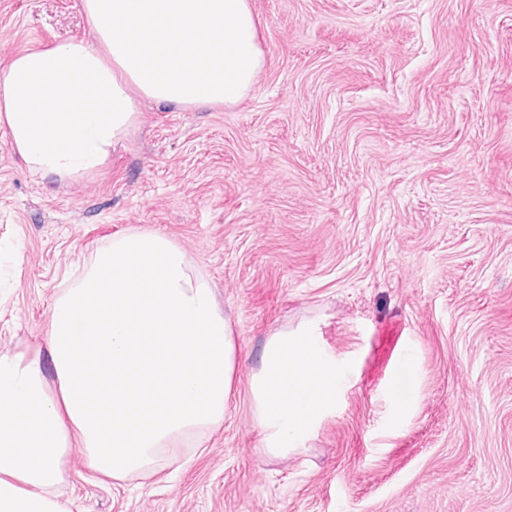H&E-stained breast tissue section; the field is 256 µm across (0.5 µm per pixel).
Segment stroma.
I'll list each match as a JSON object with an SVG mask.
<instances>
[{"mask_svg": "<svg viewBox=\"0 0 512 512\" xmlns=\"http://www.w3.org/2000/svg\"><path fill=\"white\" fill-rule=\"evenodd\" d=\"M265 64L227 107L142 103L49 186L0 131V354L46 352L64 276L133 229L209 279L233 394L169 477L90 471L74 512H512V0H249ZM92 39L80 0H0V68ZM311 326L353 374L304 449L263 444V346ZM411 391L398 415L393 388Z\"/></svg>", "mask_w": 512, "mask_h": 512, "instance_id": "obj_1", "label": "stroma"}]
</instances>
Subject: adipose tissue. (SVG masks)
<instances>
[{"instance_id":"obj_1","label":"adipose tissue","mask_w":512,"mask_h":512,"mask_svg":"<svg viewBox=\"0 0 512 512\" xmlns=\"http://www.w3.org/2000/svg\"><path fill=\"white\" fill-rule=\"evenodd\" d=\"M94 40L30 48L0 69V129L25 167L56 183L103 166L136 128L138 101L239 102L263 66L249 0H81ZM49 363L0 354V512H72L61 498L72 436L93 471L157 474L220 427L235 343L181 247L137 229L101 247L56 295ZM348 370L310 331L264 345L250 382L266 451H300Z\"/></svg>"}]
</instances>
